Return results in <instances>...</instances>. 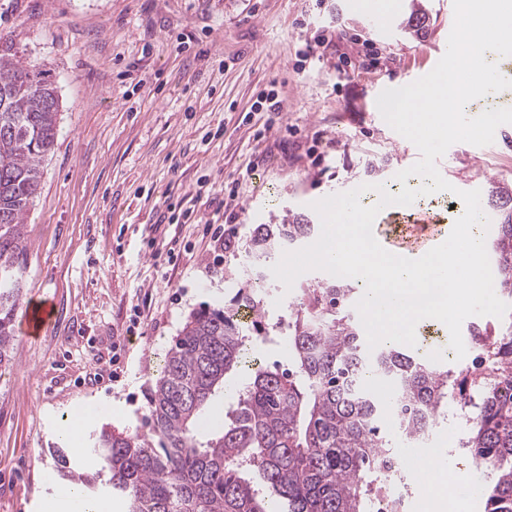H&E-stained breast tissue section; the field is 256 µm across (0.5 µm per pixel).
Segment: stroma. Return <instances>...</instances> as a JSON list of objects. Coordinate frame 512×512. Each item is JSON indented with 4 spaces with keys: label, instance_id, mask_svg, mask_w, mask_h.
<instances>
[{
    "label": "stroma",
    "instance_id": "obj_1",
    "mask_svg": "<svg viewBox=\"0 0 512 512\" xmlns=\"http://www.w3.org/2000/svg\"><path fill=\"white\" fill-rule=\"evenodd\" d=\"M351 0H0V38L48 69L60 97L57 136L43 164L25 232L30 243L15 347L0 365V512H42L60 489L52 451L76 407L109 403L117 433H147V391L193 311L222 307L240 286L236 269L256 225L286 211L311 214V199L362 184L390 186L419 159L382 118V85L406 86L438 63L454 22L453 0H369L391 28L372 36ZM425 29H408L416 9ZM374 40L377 68L337 54L352 38ZM282 112L272 133L253 115L260 92ZM442 167L447 212L468 180L512 189V124L493 143L459 142ZM255 174L234 210L235 248L208 269L205 222L222 187ZM207 181L200 190L199 181ZM188 224L163 220L168 206ZM182 251L168 261L169 242ZM48 303L41 335L25 333L26 305ZM386 438L410 480L417 512H484L464 488L478 467L450 445L442 422L406 443ZM444 449L453 506L424 500L412 460Z\"/></svg>",
    "mask_w": 512,
    "mask_h": 512
}]
</instances>
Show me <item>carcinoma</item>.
<instances>
[{
  "label": "carcinoma",
  "mask_w": 512,
  "mask_h": 512,
  "mask_svg": "<svg viewBox=\"0 0 512 512\" xmlns=\"http://www.w3.org/2000/svg\"><path fill=\"white\" fill-rule=\"evenodd\" d=\"M59 107L46 71L0 41V365L14 349L24 224ZM485 206L495 217L486 250L500 293L511 300L512 191L491 188ZM316 232L300 215L257 226L233 303L192 313L166 351L148 393L151 434L93 431L78 454L54 450L58 477L119 495L127 512H370L397 463L384 449L383 413L393 409L404 436L418 440L447 411L452 391L472 416L471 457L491 474L485 512H512V355L493 345L505 370L478 366L467 383L391 345L370 351L347 310L354 287L325 279L301 283L288 315L266 321L263 288L276 253ZM241 306L261 318L256 335L285 339L292 368L257 366L224 409L222 428L204 434L205 409L248 357L246 328L232 314ZM490 327L512 347V314L506 323H473L469 335L489 337ZM373 377L392 386L389 405L369 389ZM89 455L99 461L94 471L82 467Z\"/></svg>",
  "instance_id": "carcinoma-1"
}]
</instances>
